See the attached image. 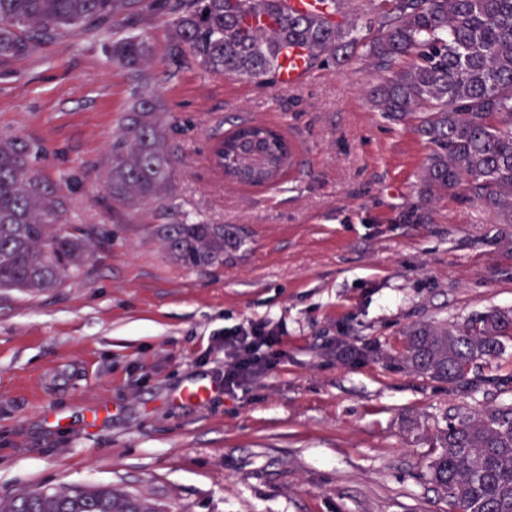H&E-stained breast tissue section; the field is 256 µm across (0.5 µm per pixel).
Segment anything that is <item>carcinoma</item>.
<instances>
[{
	"instance_id": "cac0c4a2",
	"label": "carcinoma",
	"mask_w": 512,
	"mask_h": 512,
	"mask_svg": "<svg viewBox=\"0 0 512 512\" xmlns=\"http://www.w3.org/2000/svg\"><path fill=\"white\" fill-rule=\"evenodd\" d=\"M353 0H318L312 11L286 0H0V59L89 24L131 26L146 12L167 11L173 48L209 73L275 77L278 59L300 46L308 67L348 62L358 23ZM365 44L378 73L372 108L409 126L429 147L420 197L478 203L512 224V0H370ZM112 62L133 79L132 104L112 152L107 188L121 207L166 198L177 160L158 114L154 83L143 71L153 55L145 38L112 39ZM295 147L279 129L240 125L211 156L232 182L275 183L293 165ZM32 149L0 140V289L42 291L81 261L83 237L61 225L62 202L32 169ZM168 255L189 267L224 263L235 244L224 225L165 224ZM406 363L450 383L498 357L512 342V311L489 310L462 323H422L406 331ZM427 464L431 483L452 512H512V405L456 413L437 429ZM0 512H159L145 497L109 486H69L0 499Z\"/></svg>"
}]
</instances>
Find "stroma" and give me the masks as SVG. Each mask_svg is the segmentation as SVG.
Wrapping results in <instances>:
<instances>
[{"label":"stroma","instance_id":"1","mask_svg":"<svg viewBox=\"0 0 512 512\" xmlns=\"http://www.w3.org/2000/svg\"><path fill=\"white\" fill-rule=\"evenodd\" d=\"M134 31L154 48L146 70L180 161L170 195L134 210L106 188L131 104L111 25L0 60V139L40 148L65 226L91 233L58 287L0 290V497L111 485L160 512H448L425 468L436 428L512 404V342L448 383L408 367L405 332L512 310V224L449 198L429 223L400 221L428 150L372 110L362 56L283 87L175 55L161 14ZM252 121L297 147L271 188L209 161L216 136ZM197 221L239 237L223 263L167 254L160 225ZM260 321L281 330V355L225 391L216 339ZM195 379L214 385L210 402L175 400Z\"/></svg>","mask_w":512,"mask_h":512}]
</instances>
